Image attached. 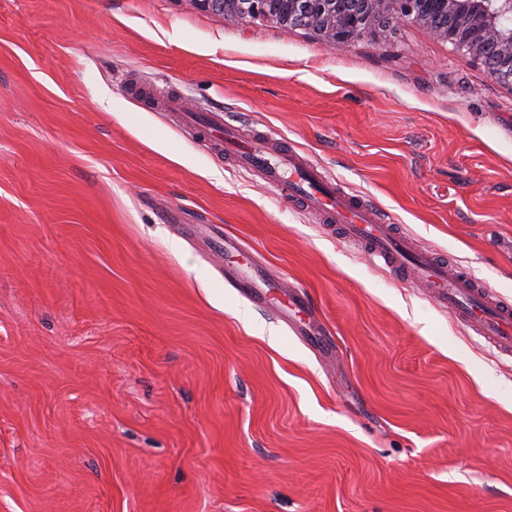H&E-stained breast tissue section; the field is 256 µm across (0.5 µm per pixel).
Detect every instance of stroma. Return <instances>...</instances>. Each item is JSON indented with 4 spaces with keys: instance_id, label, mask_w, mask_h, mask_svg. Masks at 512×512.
Returning a JSON list of instances; mask_svg holds the SVG:
<instances>
[{
    "instance_id": "35a3bbf8",
    "label": "stroma",
    "mask_w": 512,
    "mask_h": 512,
    "mask_svg": "<svg viewBox=\"0 0 512 512\" xmlns=\"http://www.w3.org/2000/svg\"><path fill=\"white\" fill-rule=\"evenodd\" d=\"M141 85L286 136L512 302V87L450 44L0 0V512H512V353ZM250 260L262 310L224 278Z\"/></svg>"
}]
</instances>
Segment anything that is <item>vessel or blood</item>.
I'll list each match as a JSON object with an SVG mask.
<instances>
[{
  "instance_id": "vessel-or-blood-1",
  "label": "vessel or blood",
  "mask_w": 512,
  "mask_h": 512,
  "mask_svg": "<svg viewBox=\"0 0 512 512\" xmlns=\"http://www.w3.org/2000/svg\"><path fill=\"white\" fill-rule=\"evenodd\" d=\"M203 139L223 147L234 167L259 175L279 194L315 210L323 223L337 225L343 238L358 245L370 259L395 278L423 285L440 307L483 336L498 349L512 348V303L497 299L463 268L419 248L400 225L387 222L369 202L328 181L317 166L301 162L292 148H271L255 141L239 126L199 115L194 124ZM253 269L243 278L238 269L225 268L224 277L264 306L265 293L250 289V279L261 278Z\"/></svg>"
}]
</instances>
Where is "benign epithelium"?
<instances>
[{
    "label": "benign epithelium",
    "instance_id": "1",
    "mask_svg": "<svg viewBox=\"0 0 512 512\" xmlns=\"http://www.w3.org/2000/svg\"><path fill=\"white\" fill-rule=\"evenodd\" d=\"M194 6L242 23L265 21L312 32L323 45L377 42L396 27L413 24L450 43L512 86V0H189Z\"/></svg>",
    "mask_w": 512,
    "mask_h": 512
}]
</instances>
